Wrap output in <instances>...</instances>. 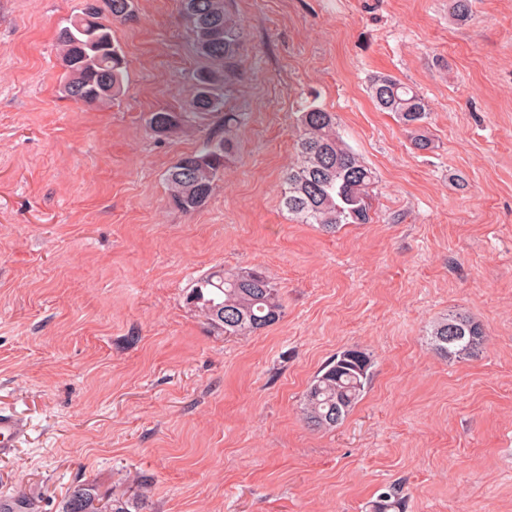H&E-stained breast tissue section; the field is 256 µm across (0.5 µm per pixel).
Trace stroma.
<instances>
[{"instance_id":"35a3bbf8","label":"stroma","mask_w":512,"mask_h":512,"mask_svg":"<svg viewBox=\"0 0 512 512\" xmlns=\"http://www.w3.org/2000/svg\"><path fill=\"white\" fill-rule=\"evenodd\" d=\"M85 0H0V500L61 512L69 489L148 497L150 512H512V0H225L244 42L227 71L233 131L208 203L185 212L165 173L223 114L168 136L204 62L179 0H136L112 34L128 61L114 104L61 91L56 35ZM416 86L432 147L367 93ZM335 112L376 174L372 220H290L296 118ZM256 268L283 318L225 337L187 300L212 268ZM458 311L479 358L431 343ZM369 354L344 423L308 427L303 394L337 352ZM25 425L17 418L0 414V451L4 452L13 448L24 436ZM402 487L399 484L389 486L378 496L373 504V512H403Z\"/></svg>"}]
</instances>
